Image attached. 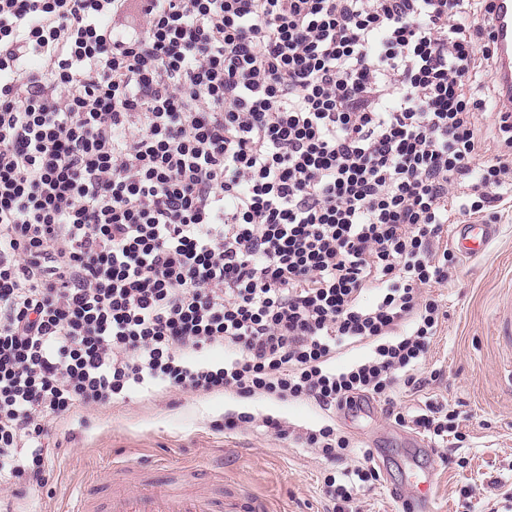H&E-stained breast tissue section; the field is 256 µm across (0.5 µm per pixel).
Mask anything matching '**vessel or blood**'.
Wrapping results in <instances>:
<instances>
[{"label": "vessel or blood", "instance_id": "obj_1", "mask_svg": "<svg viewBox=\"0 0 512 512\" xmlns=\"http://www.w3.org/2000/svg\"><path fill=\"white\" fill-rule=\"evenodd\" d=\"M494 34L491 45L496 54L501 94L496 106L512 111V0H494ZM498 234L494 224L469 222L455 225L452 248L462 257L477 258L488 251ZM184 485L171 489L164 480H146L132 490L107 491L94 487L82 491L70 512H270L269 504L248 493H225L215 498L200 490L199 469L183 468Z\"/></svg>", "mask_w": 512, "mask_h": 512}]
</instances>
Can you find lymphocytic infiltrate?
<instances>
[{"mask_svg": "<svg viewBox=\"0 0 512 512\" xmlns=\"http://www.w3.org/2000/svg\"><path fill=\"white\" fill-rule=\"evenodd\" d=\"M490 0H0V512L50 421L156 388L310 402L260 426L380 477L332 414L400 411L447 317L450 225L512 199ZM364 350L361 359L337 358ZM220 351L215 363L208 354Z\"/></svg>", "mask_w": 512, "mask_h": 512, "instance_id": "1", "label": "lymphocytic infiltrate"}]
</instances>
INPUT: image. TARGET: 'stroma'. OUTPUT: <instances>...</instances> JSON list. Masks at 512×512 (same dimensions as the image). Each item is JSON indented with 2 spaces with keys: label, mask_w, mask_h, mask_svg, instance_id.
<instances>
[{
  "label": "stroma",
  "mask_w": 512,
  "mask_h": 512,
  "mask_svg": "<svg viewBox=\"0 0 512 512\" xmlns=\"http://www.w3.org/2000/svg\"><path fill=\"white\" fill-rule=\"evenodd\" d=\"M499 234L475 259L458 258L442 288L448 317L431 345L420 375L427 383L400 394L403 410L434 398L460 412L468 435L463 446L434 443L388 420L380 404L369 414L336 413L337 425L372 449L380 467L374 489L362 496V512H403L396 495L412 471L434 483L433 512H512V385L501 316L512 310V205L503 206ZM439 379H432V372ZM249 411L273 415L299 428L313 427L325 411L306 402L240 401L224 394L177 390L137 394L123 404L54 423L47 485L17 504L19 512H64L68 499L89 479L107 483L113 463L128 466L130 479L156 462L223 464L232 489L267 499L278 512H330L323 477L330 464L307 449L260 429L226 433L225 416Z\"/></svg>",
  "instance_id": "1"
}]
</instances>
